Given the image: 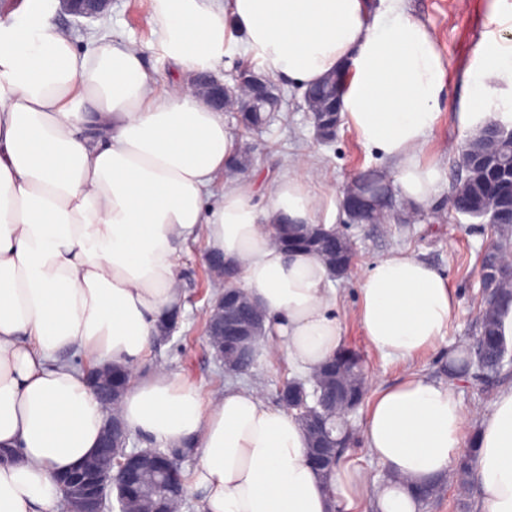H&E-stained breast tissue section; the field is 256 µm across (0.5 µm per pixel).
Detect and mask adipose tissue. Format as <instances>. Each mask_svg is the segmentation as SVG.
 <instances>
[{
	"mask_svg": "<svg viewBox=\"0 0 512 512\" xmlns=\"http://www.w3.org/2000/svg\"><path fill=\"white\" fill-rule=\"evenodd\" d=\"M158 43L177 72L158 86L142 50L103 37L78 51L50 0H24L0 22V512H63L56 482L98 446L106 411L85 369L137 368L161 320L183 307L181 245L223 255L266 312L265 345L313 371L345 342L323 262L275 243L277 224H313L328 199L298 175L271 186L259 208L251 181L230 178L240 146L192 77L242 52L306 88L346 70L340 115L394 170L419 207L439 196L441 173L421 154L446 97L432 32L404 0H151ZM491 30L468 75L473 111L501 123L496 87H512V0H493ZM221 194H214V187ZM459 301L449 280L416 256L374 261L355 317L369 345L407 361L442 341ZM119 413L148 446L199 448L201 512H419L410 485L453 473L467 414L452 384L414 377L377 390L363 423L369 482L339 463L330 487L309 467L294 414L254 389L218 398L165 370L132 380ZM476 512H512V387L477 425Z\"/></svg>",
	"mask_w": 512,
	"mask_h": 512,
	"instance_id": "adipose-tissue-1",
	"label": "adipose tissue"
}]
</instances>
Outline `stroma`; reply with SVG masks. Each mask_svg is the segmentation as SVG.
I'll return each instance as SVG.
<instances>
[{
	"instance_id": "35a3bbf8",
	"label": "stroma",
	"mask_w": 512,
	"mask_h": 512,
	"mask_svg": "<svg viewBox=\"0 0 512 512\" xmlns=\"http://www.w3.org/2000/svg\"><path fill=\"white\" fill-rule=\"evenodd\" d=\"M491 3L492 0H406L411 17L433 32L446 65V103L423 153L424 161L436 165L443 174L438 201L426 207L424 217L410 224L348 226L338 206L327 215L333 226L345 227L354 244L355 264L348 276L335 281L334 286L344 341L361 352L368 389L372 392L413 375L444 378L443 366L449 349L471 342L477 333L481 301L478 268L493 231L490 225L456 213L450 205V196L457 177L458 150L472 134L470 127L460 121L461 113L470 109L465 76L476 64L479 42L488 29ZM56 19L81 49L89 47L102 35L135 42L154 67L159 84L174 80L173 68L157 44L150 0H112L108 15L84 28L77 27L73 17L61 12ZM276 88L285 104L280 117L268 129L247 132L239 126L234 113L224 115L228 131L250 159L247 168L236 171V178L269 183L296 171L338 202L359 171L376 169L391 174V165L366 150L348 126L340 127L333 143L318 142L308 119L302 90L282 82L277 83ZM301 159L306 160L307 165L300 169L296 163ZM401 252L413 254L447 275L459 300L444 341L406 362L388 360L372 349L354 316L367 266ZM205 268L203 242L181 247L178 274L185 296L184 315L173 337L152 346L136 374L144 378L162 367L176 374L182 382L215 397L223 393L228 379L205 335L206 308L216 295L215 288L203 276ZM296 375L285 349L263 346L255 367L250 373L239 376L238 382L255 389L265 402L273 405L282 383ZM508 386H512L510 369L503 371L495 386L459 382L455 390L469 417L473 418L490 411L497 390ZM476 496V484L462 488L449 477L443 480L438 495L425 504L423 512H474Z\"/></svg>"
}]
</instances>
